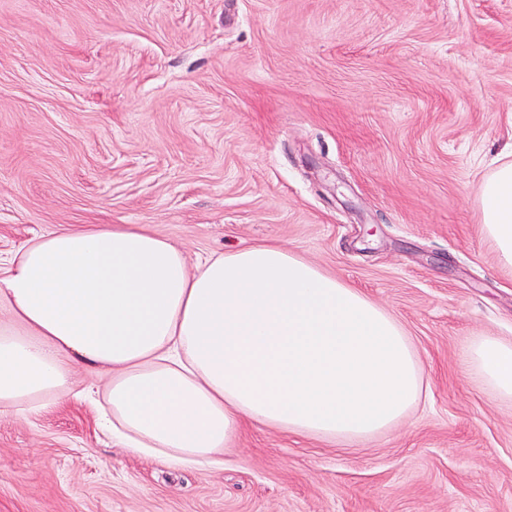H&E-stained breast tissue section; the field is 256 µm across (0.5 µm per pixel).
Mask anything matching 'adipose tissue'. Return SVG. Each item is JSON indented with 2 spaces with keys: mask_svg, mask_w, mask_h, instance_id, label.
Masks as SVG:
<instances>
[{
  "mask_svg": "<svg viewBox=\"0 0 512 512\" xmlns=\"http://www.w3.org/2000/svg\"><path fill=\"white\" fill-rule=\"evenodd\" d=\"M482 232L512 268V163L479 189ZM0 408L73 397V367L112 373L94 406L128 451L214 465L241 421L327 440L384 433L421 400L400 322L273 243L189 266L138 224L41 236L0 271ZM466 368L512 400V342L474 337Z\"/></svg>",
  "mask_w": 512,
  "mask_h": 512,
  "instance_id": "1",
  "label": "adipose tissue"
}]
</instances>
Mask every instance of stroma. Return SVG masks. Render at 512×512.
Instances as JSON below:
<instances>
[{
    "mask_svg": "<svg viewBox=\"0 0 512 512\" xmlns=\"http://www.w3.org/2000/svg\"><path fill=\"white\" fill-rule=\"evenodd\" d=\"M512 161V0H0V265L139 224L189 265L273 242L405 328L425 395L389 432L243 423L220 466L135 455L78 400L0 412V512H512V341L479 184ZM466 368L489 391L512 400V342L475 336L466 352Z\"/></svg>",
    "mask_w": 512,
    "mask_h": 512,
    "instance_id": "1",
    "label": "stroma"
}]
</instances>
